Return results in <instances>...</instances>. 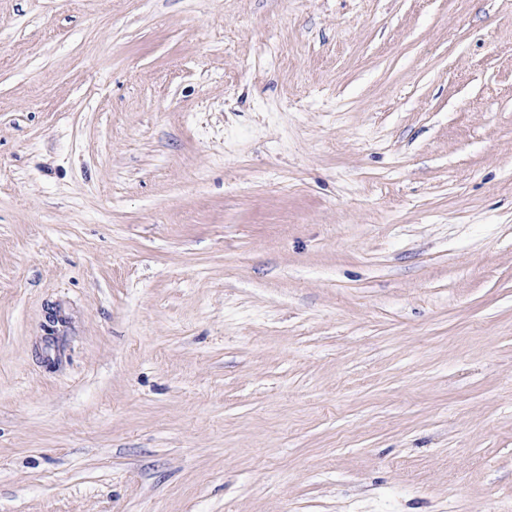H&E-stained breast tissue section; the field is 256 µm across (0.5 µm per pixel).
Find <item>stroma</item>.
Wrapping results in <instances>:
<instances>
[{
	"label": "stroma",
	"mask_w": 512,
	"mask_h": 512,
	"mask_svg": "<svg viewBox=\"0 0 512 512\" xmlns=\"http://www.w3.org/2000/svg\"><path fill=\"white\" fill-rule=\"evenodd\" d=\"M0 512H512V0H0Z\"/></svg>",
	"instance_id": "1"
}]
</instances>
